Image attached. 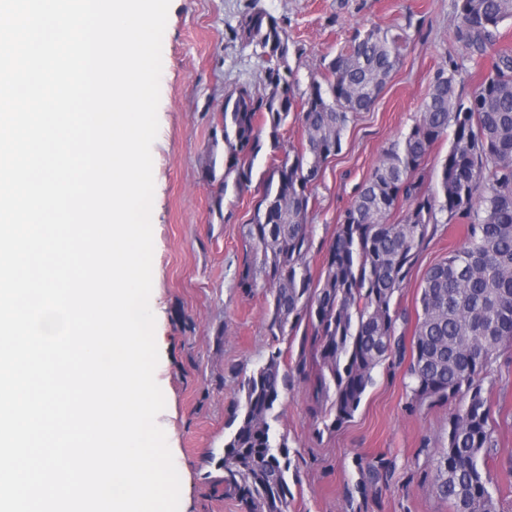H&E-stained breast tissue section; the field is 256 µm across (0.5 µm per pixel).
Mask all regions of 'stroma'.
Instances as JSON below:
<instances>
[{"label": "stroma", "mask_w": 512, "mask_h": 512, "mask_svg": "<svg viewBox=\"0 0 512 512\" xmlns=\"http://www.w3.org/2000/svg\"><path fill=\"white\" fill-rule=\"evenodd\" d=\"M261 10L288 35L295 102L353 37L379 26L403 32L402 60L370 111L352 119L341 149L313 185L308 223L313 275L357 188L383 151L409 132L440 65L461 66L469 95L493 59L473 63L454 36V0H170L162 41L159 130L152 145L154 253L150 306L156 318L155 379L166 405L164 430L181 479L179 512H246L224 491V443L242 400L240 381L279 353L282 370L301 352L297 336L269 331L267 288H241L244 237L260 198L256 189L217 200L224 176V97L261 91L265 62L237 35L243 15ZM465 227L439 226L419 254L395 306L415 311L427 270L461 246ZM308 379L282 393L272 428L288 444V512H453L429 490L437 451L446 447L458 400H420L405 385V366H380L353 417L334 424L329 403ZM497 450L488 460L499 512H512V346L483 382ZM379 480L361 490L368 465Z\"/></svg>", "instance_id": "1"}]
</instances>
